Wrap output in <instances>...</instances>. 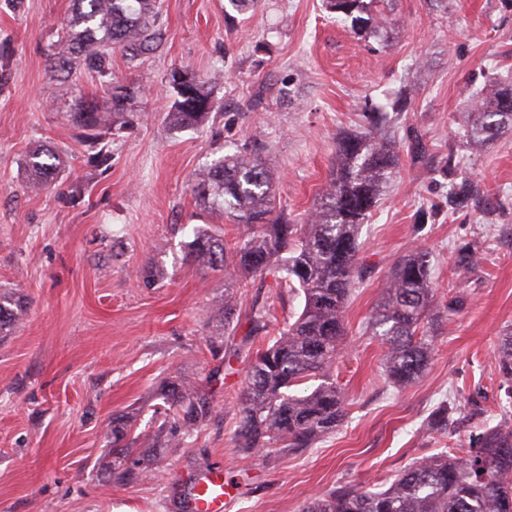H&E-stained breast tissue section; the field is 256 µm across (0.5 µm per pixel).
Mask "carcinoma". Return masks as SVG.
Wrapping results in <instances>:
<instances>
[{
	"label": "carcinoma",
	"mask_w": 512,
	"mask_h": 512,
	"mask_svg": "<svg viewBox=\"0 0 512 512\" xmlns=\"http://www.w3.org/2000/svg\"><path fill=\"white\" fill-rule=\"evenodd\" d=\"M330 11L364 20L371 7L385 0H326ZM158 0H73L71 15L57 28L70 55L50 60L52 71L67 73L78 64L98 79L112 99V117L128 111L132 94L114 82L112 54L118 50L127 64L136 65L163 41L157 23ZM14 53L0 44V82L10 76ZM170 72L173 101L169 116L177 129L196 127L214 108L205 82L187 74L191 95L181 96L177 76ZM477 120L468 144L483 148L500 129L512 125V87L491 88L478 101ZM366 131L345 134L338 141L336 167L310 218L290 224L276 211L273 178L251 144L233 145L234 152L205 165L194 176L192 191L211 209L224 211L244 234L233 246L221 236L195 227L186 244L185 260L211 270L233 268L243 276L272 275L281 288L300 298V311L278 329L265 347L249 355L245 386L233 406L238 427L233 440L247 452L275 448L293 453L312 447L333 434L347 416V397L331 373L347 332L345 309L355 285L362 281L359 234L376 206L387 180L400 161V148L386 136L385 112L365 115ZM80 137L94 144L106 115L87 103L73 115ZM26 168L47 184L57 171L56 154L47 145L33 147ZM429 252L414 246L393 266L382 303L367 317L365 332L386 347L385 373L398 387L416 381L435 351L443 314L462 309L458 294L436 302ZM25 306L11 292L0 291V335L19 322ZM270 306L253 304L249 331L234 345H224V334L208 338L210 352L224 354V364L240 357L250 341L270 333ZM496 373L512 392V330L503 333ZM316 385L308 393L297 387L305 380ZM456 407L444 403L431 415L429 426L448 432ZM213 411L197 380L176 376L165 382L160 403L153 406L163 419L158 432L170 444L190 436ZM124 417L112 420V477L120 482L137 474L151 477L154 461L141 459L139 471L129 466L135 438ZM302 512H512V420L503 418L489 428L474 448H451L439 456L416 462L393 475L385 488L374 490L343 485L314 496Z\"/></svg>",
	"instance_id": "1"
}]
</instances>
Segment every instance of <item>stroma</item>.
<instances>
[{"label": "stroma", "instance_id": "stroma-1", "mask_svg": "<svg viewBox=\"0 0 512 512\" xmlns=\"http://www.w3.org/2000/svg\"><path fill=\"white\" fill-rule=\"evenodd\" d=\"M71 0H0V42L15 50L0 86V290H16L27 312L0 336V512H174L173 497L220 464L229 512H300L313 495L353 484L381 485L412 462L469 447L512 405L495 374L500 338L512 328V129L484 150L466 149L468 114L480 90L512 82V0H390L376 36L356 35L324 0H261L241 12L231 0H161L157 51L131 67L112 55L116 81L131 89L130 124L107 127L106 165L88 163L71 121L82 101L112 102L81 68L53 78L55 34ZM206 81L215 107L199 129L168 120L169 74ZM407 90L392 115L400 145L423 153L401 164L364 223V279L346 309L348 340L332 372L349 417L312 448L245 457L233 440L232 403L246 364L211 355L206 340L226 331L239 342L254 303L273 305L282 326L299 301L272 277L236 285L232 270L185 261L187 226L233 240L236 228L197 201L192 182L230 143L261 146L290 222L304 223L336 164V136L359 129L365 104ZM60 157L52 185L34 182L29 148ZM479 192L457 202L452 182ZM81 200H72L73 190ZM414 244L433 258L439 296L463 293L425 373L393 386L384 346L364 333L386 276ZM477 261H459L462 246ZM236 315L217 308L225 288ZM202 379L214 411L198 433L169 448L152 418L163 382ZM443 399L458 405L448 435L423 422ZM134 422L137 456L155 474L112 480V419Z\"/></svg>", "mask_w": 512, "mask_h": 512}]
</instances>
